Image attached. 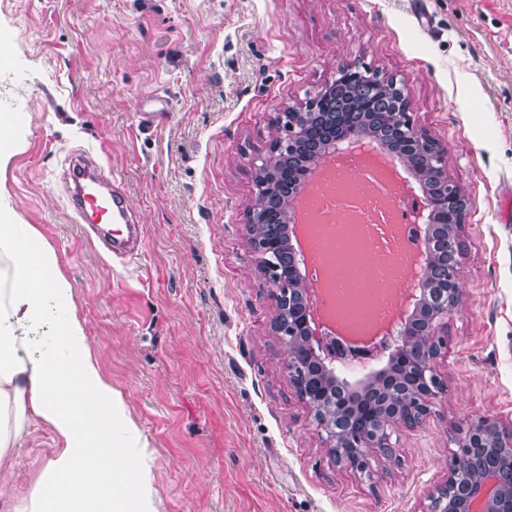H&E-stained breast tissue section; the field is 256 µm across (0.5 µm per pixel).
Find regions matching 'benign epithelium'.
Masks as SVG:
<instances>
[{"label": "benign epithelium", "mask_w": 512, "mask_h": 512, "mask_svg": "<svg viewBox=\"0 0 512 512\" xmlns=\"http://www.w3.org/2000/svg\"><path fill=\"white\" fill-rule=\"evenodd\" d=\"M337 83L303 110L277 121L285 135L274 140L270 154L256 167L254 196L246 215L248 242L275 300L272 332L288 354V380L310 409L317 437L329 448L336 466L372 476L370 456L393 457V435L401 428L422 426L445 391L437 363L448 348V314L459 302L460 241L467 200L465 189L448 178L446 150L418 129L409 112L410 94L396 87V135L406 149L390 151L376 137L344 122L338 110ZM319 124L320 158L326 162L349 153L375 151L393 166L417 174L419 161L431 167L438 186L422 193L423 236L428 251L410 271L418 287L404 291L399 311L401 331L380 324L370 335L351 341L320 315L315 289L301 273L303 246L291 248L281 224H269V192L277 185L276 208L293 219L309 171L298 190L284 195L294 173L287 154L298 150L311 123ZM378 370L366 371L376 361ZM425 512H512V429L484 416L467 425L451 453L446 478L427 495Z\"/></svg>", "instance_id": "benign-epithelium-1"}]
</instances>
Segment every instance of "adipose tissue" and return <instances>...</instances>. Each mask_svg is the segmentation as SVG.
<instances>
[{
  "mask_svg": "<svg viewBox=\"0 0 512 512\" xmlns=\"http://www.w3.org/2000/svg\"><path fill=\"white\" fill-rule=\"evenodd\" d=\"M56 449L0 512H163L149 442L103 372L51 245L0 200V469L35 424Z\"/></svg>",
  "mask_w": 512,
  "mask_h": 512,
  "instance_id": "1",
  "label": "adipose tissue"
}]
</instances>
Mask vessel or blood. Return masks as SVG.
I'll return each instance as SVG.
<instances>
[{"label": "vessel or blood", "instance_id": "obj_1", "mask_svg": "<svg viewBox=\"0 0 512 512\" xmlns=\"http://www.w3.org/2000/svg\"><path fill=\"white\" fill-rule=\"evenodd\" d=\"M71 217L78 224L128 222L129 209L112 176L101 162L85 151L70 157L63 172Z\"/></svg>", "mask_w": 512, "mask_h": 512}]
</instances>
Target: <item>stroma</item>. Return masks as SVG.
I'll return each instance as SVG.
<instances>
[{
	"label": "stroma",
	"mask_w": 512,
	"mask_h": 512,
	"mask_svg": "<svg viewBox=\"0 0 512 512\" xmlns=\"http://www.w3.org/2000/svg\"><path fill=\"white\" fill-rule=\"evenodd\" d=\"M0 27V112L29 117L0 196L55 249L164 512H425L467 424L512 425V0H0ZM347 64L409 88L468 192L446 391L369 478L331 462L288 382L245 228L278 113ZM78 149L117 177L138 255L107 259L73 222ZM53 447L34 426L0 487L27 489Z\"/></svg>",
	"instance_id": "35a3bbf8"
}]
</instances>
